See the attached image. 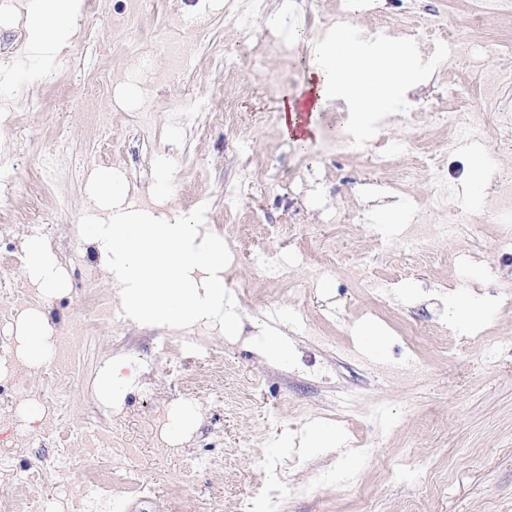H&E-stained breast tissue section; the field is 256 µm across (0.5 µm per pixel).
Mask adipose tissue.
<instances>
[{
  "label": "adipose tissue",
  "instance_id": "adipose-tissue-1",
  "mask_svg": "<svg viewBox=\"0 0 512 512\" xmlns=\"http://www.w3.org/2000/svg\"><path fill=\"white\" fill-rule=\"evenodd\" d=\"M78 0H39L30 24L33 48L47 51L68 39ZM309 73L316 105L342 98L362 114L380 102H393L395 88L408 75L399 49L383 56L360 52L346 36L324 41ZM101 194L117 208L94 219L93 244L101 268L116 289L120 307L138 323L185 329L199 323L234 328L236 303L224 282V241L203 232L190 216L175 219L121 207L126 187L111 175L97 177ZM25 274L40 296L62 290L63 274L45 243L36 237L23 243ZM22 352L37 366L50 338L45 315L31 311L18 326Z\"/></svg>",
  "mask_w": 512,
  "mask_h": 512
}]
</instances>
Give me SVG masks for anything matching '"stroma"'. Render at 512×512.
Returning a JSON list of instances; mask_svg holds the SVG:
<instances>
[{"mask_svg":"<svg viewBox=\"0 0 512 512\" xmlns=\"http://www.w3.org/2000/svg\"><path fill=\"white\" fill-rule=\"evenodd\" d=\"M36 5L0 0V101H27L0 114V279L34 236L22 215L37 207L69 281L44 311L84 337L58 429L109 427L149 489L103 512H245L265 492L281 512H512V248L501 243L512 223L502 198L512 138L490 123L512 97V0H494L479 24L473 0H264L258 14L248 0H151L121 27L80 10L47 55L28 42ZM344 13L403 46L402 103L376 110L364 150L342 141L350 109L340 100L296 144L281 127L283 102L306 92L315 48ZM417 27L452 34L459 62L439 64L432 42L414 41ZM137 38L156 49L165 98L129 82L107 88L111 118L74 108L96 73L132 70ZM475 51L478 70L468 63ZM457 84L472 89L482 140L454 139L435 119ZM412 151L430 165L408 177ZM480 156L489 180L476 189ZM161 160L164 194L154 189ZM100 170L143 210L195 217L226 243L239 327L204 329L191 364L178 347L157 356L167 328L80 314L93 300L119 306L86 222ZM460 295L481 309L465 332L448 320ZM265 335L291 359L261 351ZM111 360L132 375L116 409L96 393ZM174 398L196 416L173 448L154 419ZM316 421L333 425L343 447L290 444ZM196 457L209 466L177 486Z\"/></svg>","mask_w":512,"mask_h":512,"instance_id":"35a3bbf8","label":"stroma"}]
</instances>
